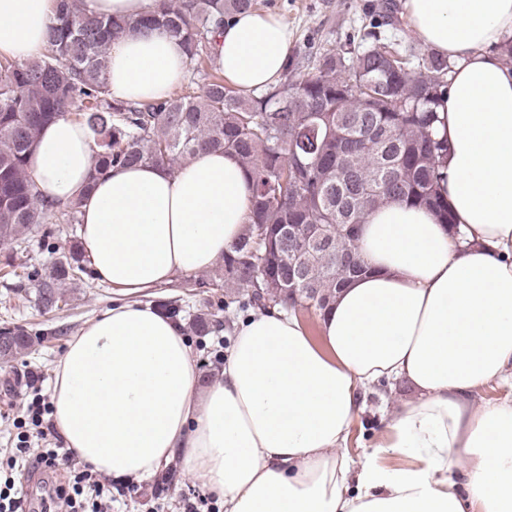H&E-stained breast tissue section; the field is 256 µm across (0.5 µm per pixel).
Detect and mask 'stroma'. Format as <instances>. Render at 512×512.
Instances as JSON below:
<instances>
[{
  "label": "stroma",
  "mask_w": 512,
  "mask_h": 512,
  "mask_svg": "<svg viewBox=\"0 0 512 512\" xmlns=\"http://www.w3.org/2000/svg\"><path fill=\"white\" fill-rule=\"evenodd\" d=\"M404 14V0H269L266 12L280 17L291 34V53L307 51L325 42L343 43L368 25L372 16L385 15L387 7ZM32 245L20 254L12 271L0 268V326L8 324L31 333H39L43 341L26 361L8 364L0 362V448L14 447L18 429L12 421L19 410L21 396L26 390L27 376L36 372L44 375L43 394H50L55 366L71 336L76 335L90 319L110 309L112 289L97 280L92 272L80 279L67 281L64 286L67 303L53 311H41L36 297L42 282L52 272L54 262L69 252L78 240L74 224H40L31 233ZM224 274L223 267L195 275L177 278L172 284L154 289L145 301L158 305L169 301L183 307L186 313L222 312L226 326L219 334L196 335L186 331L201 371L211 380L222 369L213 351L218 341H231V322L243 316L238 305H226L223 289L211 282ZM405 388L382 386L369 394L365 409L352 430L347 453L353 459L369 451L383 426V408H391L408 399ZM156 481L131 485L124 496L112 503V512H182L184 499L199 490L197 480L181 471L177 484L164 495H156Z\"/></svg>",
  "instance_id": "stroma-1"
}]
</instances>
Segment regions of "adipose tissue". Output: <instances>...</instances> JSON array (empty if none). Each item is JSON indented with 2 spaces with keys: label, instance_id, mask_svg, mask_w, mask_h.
<instances>
[{
  "label": "adipose tissue",
  "instance_id": "1",
  "mask_svg": "<svg viewBox=\"0 0 512 512\" xmlns=\"http://www.w3.org/2000/svg\"><path fill=\"white\" fill-rule=\"evenodd\" d=\"M55 0H0V56L43 52ZM421 42L454 65L436 109L440 193L454 224L389 200L365 215L352 279L309 333L271 309L235 322L220 377L203 379L181 329L142 295L208 271L246 231L252 181L237 157L203 151L91 180L89 129H42L28 173L44 200L81 202L78 240L121 303L66 343L51 388L64 445L95 470L150 480L173 457L224 512H512V0H406ZM291 36L274 15H235L212 44L244 92L278 83ZM186 56L161 30L115 40L113 97L168 96ZM382 381L410 397L361 460L345 451ZM505 387L477 402V390Z\"/></svg>",
  "mask_w": 512,
  "mask_h": 512
}]
</instances>
